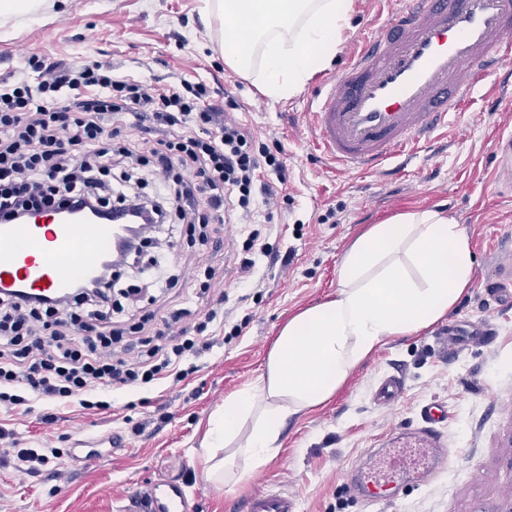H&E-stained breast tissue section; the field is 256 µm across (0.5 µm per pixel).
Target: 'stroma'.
<instances>
[{"label":"stroma","instance_id":"1","mask_svg":"<svg viewBox=\"0 0 512 512\" xmlns=\"http://www.w3.org/2000/svg\"><path fill=\"white\" fill-rule=\"evenodd\" d=\"M400 0H357L345 50L292 97L264 95L253 77L229 70L221 44L224 27L202 22L206 0H70L32 19L0 27V81L34 53L54 61H107L144 84L205 82L209 104L224 108L232 92L242 126L288 166V201L273 212L255 208L250 223L213 224L207 240L161 229L172 246L164 255L180 275L157 295V316L186 310L198 323L212 299L193 276L195 266L224 274L225 306L238 336L216 331L210 350L195 357V373L152 390L115 392L112 407L87 413L35 402L0 410V429L15 431L20 447L63 450L89 432L115 433L120 445L88 466L61 462L29 476L0 446V512H123L125 495L159 479H176L193 495L194 512H244L258 492L293 496L298 512H512V303H497L487 284L512 279V77L484 79L461 114L436 139L421 144L401 174L347 171L314 145L308 115L313 95L348 65L351 45L387 24ZM439 208L465 230L474 278L448 316L427 330L386 342L325 405L286 421L278 450L239 485L206 481L202 442L210 416L225 397L262 373L281 327L293 313L336 291L337 271L350 243L393 214ZM273 248L239 273L241 246L251 229ZM487 322L490 346L444 353L439 330ZM402 376L404 392L390 406L374 399L386 376ZM431 403L448 413L440 430L450 444L447 471L426 480L407 475L403 485L372 489L353 499L344 473L368 477L376 452L406 447ZM55 415L46 423V415Z\"/></svg>","mask_w":512,"mask_h":512}]
</instances>
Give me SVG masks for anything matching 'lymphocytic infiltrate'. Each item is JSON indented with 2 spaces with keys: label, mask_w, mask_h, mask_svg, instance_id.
<instances>
[{
  "label": "lymphocytic infiltrate",
  "mask_w": 512,
  "mask_h": 512,
  "mask_svg": "<svg viewBox=\"0 0 512 512\" xmlns=\"http://www.w3.org/2000/svg\"><path fill=\"white\" fill-rule=\"evenodd\" d=\"M207 95L202 83L148 86L108 62L71 66L26 56L13 81L0 82V211L50 213L116 199L161 223L173 213L205 228L234 209L248 219L257 202L278 208L288 184L284 162L256 145L233 112L207 105ZM128 115L141 137L113 145L106 129ZM128 158L150 165L161 185L154 197L114 191L112 170ZM269 173L276 184L265 183ZM185 315L180 309L163 318L167 343L130 363L114 347L108 292L48 307L0 293V405L31 399L102 410L112 390L186 380L196 370L191 357L212 346L209 324L228 314L219 299L194 329L183 327Z\"/></svg>",
  "instance_id": "obj_1"
}]
</instances>
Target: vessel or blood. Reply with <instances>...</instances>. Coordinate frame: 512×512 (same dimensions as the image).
Here are the masks:
<instances>
[{
	"instance_id": "b4317fda",
	"label": "vessel or blood",
	"mask_w": 512,
	"mask_h": 512,
	"mask_svg": "<svg viewBox=\"0 0 512 512\" xmlns=\"http://www.w3.org/2000/svg\"><path fill=\"white\" fill-rule=\"evenodd\" d=\"M512 63V0H403L364 37L344 71L315 96L309 115L317 150L343 167L379 171L410 157L422 140L463 111L483 77ZM112 222L60 219L0 224V290L55 297L95 275L118 242ZM112 434L79 440L70 460L90 465ZM448 449L424 451L422 474L447 469ZM126 512H192L176 480L131 492ZM247 512H296L283 494L253 495Z\"/></svg>"
}]
</instances>
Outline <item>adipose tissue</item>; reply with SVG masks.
<instances>
[{
  "label": "adipose tissue",
  "instance_id": "ef3b65f1",
  "mask_svg": "<svg viewBox=\"0 0 512 512\" xmlns=\"http://www.w3.org/2000/svg\"><path fill=\"white\" fill-rule=\"evenodd\" d=\"M473 276L467 237L442 210L400 212L360 234L340 263L335 295L289 317L264 371L211 418L209 480L244 481L273 455L287 418L323 406L379 346L445 318Z\"/></svg>",
  "mask_w": 512,
  "mask_h": 512
}]
</instances>
